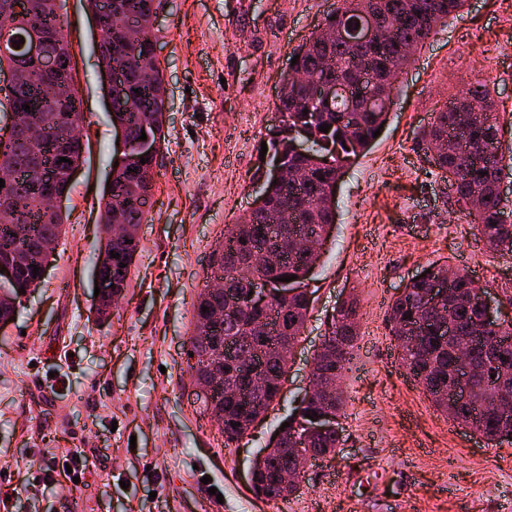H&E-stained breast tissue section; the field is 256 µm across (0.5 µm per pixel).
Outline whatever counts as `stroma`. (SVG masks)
Returning a JSON list of instances; mask_svg holds the SVG:
<instances>
[{"label": "stroma", "mask_w": 512, "mask_h": 512, "mask_svg": "<svg viewBox=\"0 0 512 512\" xmlns=\"http://www.w3.org/2000/svg\"><path fill=\"white\" fill-rule=\"evenodd\" d=\"M337 4L166 0L154 31L166 139L128 286L102 321L92 267L116 131L88 2L59 0L85 152L46 274L0 327V488L17 490L9 512H512V443L487 447L441 415L401 366L387 322L399 290L432 265L466 273L493 300L512 295V256L452 213L421 142L435 112L481 81L494 95L500 151L512 156V0H467L397 79L381 135L338 182L309 282L314 304L267 416L228 445L196 400L193 303L211 252L253 204L293 49ZM348 297L359 337L342 380L343 450L309 468L298 496L258 497L251 462L296 406ZM61 451L87 457L82 482L29 488V468Z\"/></svg>", "instance_id": "1"}]
</instances>
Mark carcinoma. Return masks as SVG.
<instances>
[{
	"label": "carcinoma",
	"mask_w": 512,
	"mask_h": 512,
	"mask_svg": "<svg viewBox=\"0 0 512 512\" xmlns=\"http://www.w3.org/2000/svg\"><path fill=\"white\" fill-rule=\"evenodd\" d=\"M112 12L119 20L139 26L143 41L117 50L114 45V26L99 30L97 43L100 66L121 63L129 70L135 92L113 103L112 121L125 124L130 141L140 139L141 133L162 140L164 78L160 64L146 51L153 32L150 12L152 0H112ZM465 0H341L325 25L336 30H348L361 15L375 12L392 30L388 43L382 47L372 43L349 42L341 37L332 42L324 40L321 32L294 49L298 57L296 70H302L317 80H326L359 90L362 79L372 72L379 79L394 67L404 71L411 58L408 44L423 43L434 27L448 22L462 11ZM17 67L27 77L13 87L4 101L24 108L30 135L15 142L0 156V179L5 180L9 193L0 196V210L15 214L19 224H26L25 234H13L11 225L0 223V263H17L14 280L0 282V318L14 316L22 294L40 283L32 266H42L52 253L47 245L58 244L64 218L62 212L50 211L40 196L52 188L67 192L70 185V166L79 165L81 154L66 150L62 132L83 118L80 98L69 103L48 100L42 85L45 74L38 62L21 53L0 55V66ZM292 80V91L279 100L276 111L282 116L267 149L283 154L291 167L300 169L307 161L291 150L293 133L302 130L308 135L311 147L321 158L320 167L311 169V178L302 187L265 183L269 197L268 210L250 213L234 224L224 227L222 240L213 252V277L224 280L219 292L203 290L194 302L195 324L190 337L194 382L218 381L212 399L205 410L220 421L225 442L246 432L258 417H264L278 396L272 385L258 388L243 386L242 371L247 363L256 361L277 376L285 371L287 361L282 357L286 348L293 349L303 334L309 299L303 290L288 302V320L274 325L273 331L261 338L257 334L259 316L246 302L250 273L266 272V253L276 248L288 258V275L295 276L301 285L311 278L320 252L296 251V239L327 232L334 224L335 210L313 202V197L337 183L338 168L355 161L375 142L373 133L387 121L388 111L381 105L367 106L365 91L329 102L313 101L305 85ZM328 124L324 133L320 127ZM500 127L495 100L482 82L470 86L459 101L451 102L435 113L422 142L426 149L445 139H462L473 153L468 160L450 146L439 148L432 163L441 171L457 211L475 225L478 234L494 251L512 253V212L501 205L499 182L503 156L499 153ZM66 157L70 162H61ZM141 156L131 153L127 166L111 169L105 182L100 209V239L93 270L99 275L112 276V293L121 295L134 257L139 250L137 238H115L108 233L110 215L121 212L124 223L137 226L148 210L154 180L155 162L140 163ZM38 169L39 187H29L16 179L19 169ZM120 254L114 258V254ZM126 267H121V264ZM432 282L418 278L409 282L406 292L396 297L388 311V321L394 339L404 348L402 366L422 388L436 410L453 423L465 425L490 444L512 439V421L502 422L498 402L494 398L493 381L481 375L472 379L469 400L450 404L440 394L448 391L457 369L454 357L455 341L440 334L439 310L446 311L455 323L459 337L477 336L473 360L481 364L493 349L506 348L508 357L492 370L497 379L512 382V323L497 330L483 327L473 301L478 286L469 277H460L448 288L440 307L424 304ZM357 301L334 308L328 339L329 352L318 361V368L340 373L352 359L358 338ZM343 439L334 432H314L307 436V447L325 458L336 457ZM294 466L282 453L270 452L262 457L260 482L263 496L268 500H284L300 491V485L281 486L274 474Z\"/></svg>",
	"instance_id": "1"
}]
</instances>
